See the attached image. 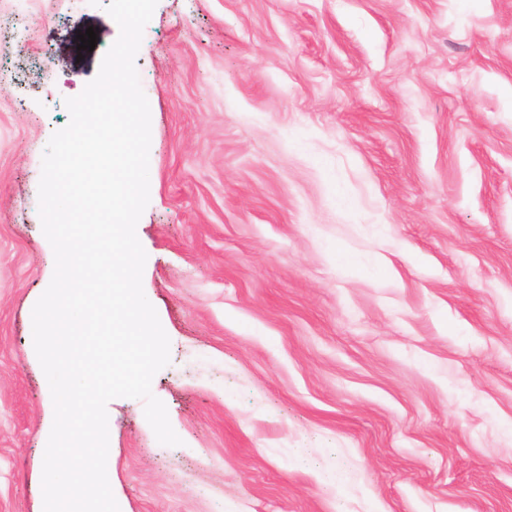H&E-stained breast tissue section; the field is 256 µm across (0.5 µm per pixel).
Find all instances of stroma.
Masks as SVG:
<instances>
[{"instance_id": "obj_1", "label": "stroma", "mask_w": 512, "mask_h": 512, "mask_svg": "<svg viewBox=\"0 0 512 512\" xmlns=\"http://www.w3.org/2000/svg\"><path fill=\"white\" fill-rule=\"evenodd\" d=\"M111 0H0V512H43L42 156ZM93 29V51L77 35ZM124 512H512V0H158Z\"/></svg>"}]
</instances>
